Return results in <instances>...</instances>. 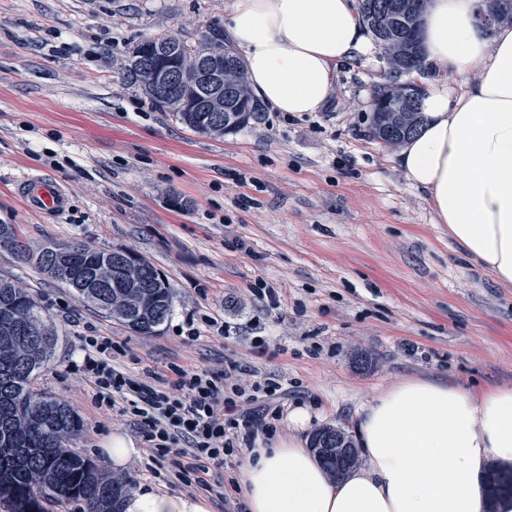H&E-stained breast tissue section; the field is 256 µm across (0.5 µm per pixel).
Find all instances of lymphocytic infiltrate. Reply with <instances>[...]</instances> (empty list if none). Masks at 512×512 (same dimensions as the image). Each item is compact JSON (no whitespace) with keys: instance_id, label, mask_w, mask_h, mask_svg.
Returning <instances> with one entry per match:
<instances>
[{"instance_id":"obj_1","label":"lymphocytic infiltrate","mask_w":512,"mask_h":512,"mask_svg":"<svg viewBox=\"0 0 512 512\" xmlns=\"http://www.w3.org/2000/svg\"><path fill=\"white\" fill-rule=\"evenodd\" d=\"M71 369L89 381L98 405L132 414L154 458L187 444L177 478L190 487L223 498L222 484H210L211 465L237 456L240 445H251L258 434L273 432L288 401V388L279 380L253 382L243 377L240 363L228 361L220 372H191L173 367L170 390L115 365L122 348L106 336H88Z\"/></svg>"}]
</instances>
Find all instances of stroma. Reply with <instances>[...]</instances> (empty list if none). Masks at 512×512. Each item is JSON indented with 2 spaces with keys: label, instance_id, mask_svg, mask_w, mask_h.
<instances>
[{
  "label": "stroma",
  "instance_id": "1",
  "mask_svg": "<svg viewBox=\"0 0 512 512\" xmlns=\"http://www.w3.org/2000/svg\"><path fill=\"white\" fill-rule=\"evenodd\" d=\"M232 0H0V224L32 249L78 241L127 248L168 282L172 309L151 336L132 332L66 288L0 252V278L28 288L59 341L37 387L71 404V446L100 467L113 436L139 450L133 486L181 490L178 455L156 460L130 417L98 406L68 365L84 337L109 336L118 362L157 386L171 365L220 371L234 358L288 385L304 437L354 432L381 391L416 377L479 390L512 387V288L468 263L411 187L398 148L370 133L376 90L409 81L384 54L337 68L327 105L221 136L194 133L122 77L147 37L201 41ZM69 193L60 216L27 209L26 177ZM238 327L227 339L209 318ZM200 337L189 338V327ZM247 458L211 467L224 484L213 512H236Z\"/></svg>",
  "mask_w": 512,
  "mask_h": 512
}]
</instances>
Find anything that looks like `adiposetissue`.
Wrapping results in <instances>:
<instances>
[{"label": "adipose tissue", "instance_id": "1", "mask_svg": "<svg viewBox=\"0 0 512 512\" xmlns=\"http://www.w3.org/2000/svg\"><path fill=\"white\" fill-rule=\"evenodd\" d=\"M479 0H430L420 30L424 89L418 132L398 161L424 190L465 258L512 288V27L487 35ZM224 27L251 85L276 112L321 111L337 66L375 47L354 0H234ZM295 436L251 449L241 486L248 512H512L488 504L489 465L512 464V388L479 391L412 379L372 399L357 421L364 462L328 474ZM123 512H212L210 501L142 486Z\"/></svg>", "mask_w": 512, "mask_h": 512}]
</instances>
